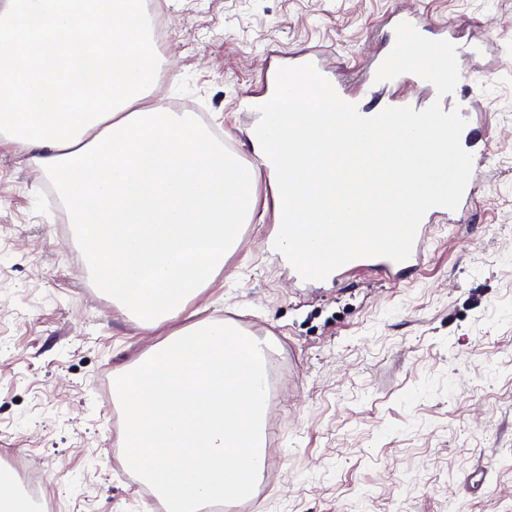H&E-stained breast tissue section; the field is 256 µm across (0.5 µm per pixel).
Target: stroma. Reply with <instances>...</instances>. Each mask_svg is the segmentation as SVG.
<instances>
[{"mask_svg":"<svg viewBox=\"0 0 512 512\" xmlns=\"http://www.w3.org/2000/svg\"><path fill=\"white\" fill-rule=\"evenodd\" d=\"M165 72L139 106L198 102L227 149L270 67L320 51L340 80L370 69L410 10L485 39L463 61L489 160L469 227L430 229L407 283L304 287L269 252V176L243 241L186 314L140 328L95 288L66 210L30 154L0 145V446L58 512H164L125 469L112 372L190 320L269 340V447L248 512H512V0H160ZM484 464L486 483L466 480Z\"/></svg>","mask_w":512,"mask_h":512,"instance_id":"1","label":"stroma"}]
</instances>
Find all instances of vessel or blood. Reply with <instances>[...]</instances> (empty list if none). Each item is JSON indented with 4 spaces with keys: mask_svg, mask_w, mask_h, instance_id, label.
Segmentation results:
<instances>
[{
    "mask_svg": "<svg viewBox=\"0 0 512 512\" xmlns=\"http://www.w3.org/2000/svg\"><path fill=\"white\" fill-rule=\"evenodd\" d=\"M371 86L361 85L355 91L340 90L339 95L347 102L356 104L361 115H375L380 112L383 102L373 100ZM474 98L466 93L463 87H456L452 94L441 100L443 110L460 109L467 120L460 142L462 147L472 154L475 160L484 162L488 159L485 139V123L482 116L472 112ZM476 180H469L457 209L451 210L437 206L431 208L424 216L416 236L410 258L403 262H395L384 257L359 258L348 262L331 272L330 277L336 282L358 276L365 272L378 274L382 279L393 282H406L417 274L429 252V229L431 224L443 223L448 225L465 223L469 218L471 202L476 194Z\"/></svg>",
    "mask_w": 512,
    "mask_h": 512,
    "instance_id": "1",
    "label": "vessel or blood"
}]
</instances>
